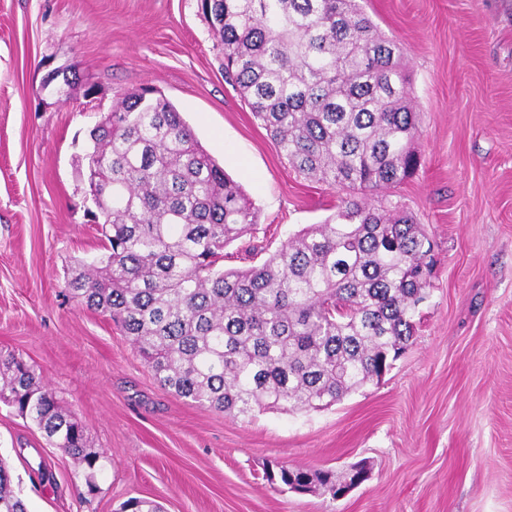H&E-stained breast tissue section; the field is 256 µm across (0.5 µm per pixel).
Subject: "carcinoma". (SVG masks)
Listing matches in <instances>:
<instances>
[{
  "instance_id": "1",
  "label": "carcinoma",
  "mask_w": 512,
  "mask_h": 512,
  "mask_svg": "<svg viewBox=\"0 0 512 512\" xmlns=\"http://www.w3.org/2000/svg\"><path fill=\"white\" fill-rule=\"evenodd\" d=\"M224 76L299 173L337 192L334 221L263 263L217 268L256 223L253 202L151 87L90 131L86 166L105 253L64 288L117 323L156 380L233 417L315 411L378 380L415 334L433 243L397 203L368 196L420 166L402 52L358 0H200ZM0 402L94 477L100 455L34 368L0 356ZM359 473L278 466L285 485L337 498ZM0 512H28L0 459Z\"/></svg>"
}]
</instances>
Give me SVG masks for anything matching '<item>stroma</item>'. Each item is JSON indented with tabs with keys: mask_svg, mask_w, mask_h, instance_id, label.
Here are the masks:
<instances>
[{
	"mask_svg": "<svg viewBox=\"0 0 512 512\" xmlns=\"http://www.w3.org/2000/svg\"><path fill=\"white\" fill-rule=\"evenodd\" d=\"M402 46L419 112L417 173L396 188L435 244L406 353L319 411L234 418L164 389L129 339L64 288L103 251L88 134L150 85L257 208L224 268L261 264L336 211L280 156L221 70L200 0H0V355L23 358L84 426V471L0 403V459L29 512H512V0H366ZM54 70L69 95L44 90ZM48 462L40 470V462ZM369 477L335 499L267 481L271 464Z\"/></svg>",
	"mask_w": 512,
	"mask_h": 512,
	"instance_id": "stroma-1",
	"label": "stroma"
}]
</instances>
